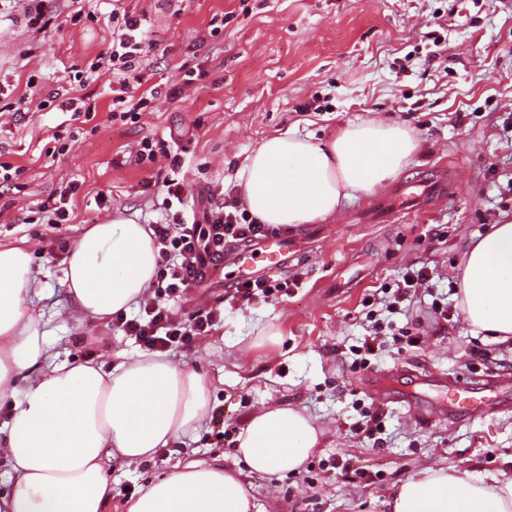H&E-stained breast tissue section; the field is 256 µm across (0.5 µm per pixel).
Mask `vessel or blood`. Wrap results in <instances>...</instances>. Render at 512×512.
Listing matches in <instances>:
<instances>
[{"mask_svg":"<svg viewBox=\"0 0 512 512\" xmlns=\"http://www.w3.org/2000/svg\"><path fill=\"white\" fill-rule=\"evenodd\" d=\"M448 194V178L439 175L427 182L405 184L385 195L382 205L393 214H405L430 208ZM312 236H297L270 231L253 241L226 251L224 262L210 271V278H223L225 283L254 280L287 268L294 259L307 253ZM501 383L486 380L480 388L448 385L432 401L433 412L440 416L475 417L503 407Z\"/></svg>","mask_w":512,"mask_h":512,"instance_id":"b4317fda","label":"vessel or blood"}]
</instances>
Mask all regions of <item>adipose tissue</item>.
<instances>
[{"label":"adipose tissue","mask_w":512,"mask_h":512,"mask_svg":"<svg viewBox=\"0 0 512 512\" xmlns=\"http://www.w3.org/2000/svg\"><path fill=\"white\" fill-rule=\"evenodd\" d=\"M417 141L382 119L348 123L324 142L287 131L265 139L237 180L260 224L297 228L333 218L353 193H370L406 167ZM158 252L130 219L90 225L74 244L63 285L79 322L108 324L143 301L158 270ZM32 255L0 247V512H107V469L136 465L210 416L209 382L158 353L108 366L59 360L41 316L29 308ZM459 305L474 336L512 342V222L491 225L467 242ZM22 401H15L16 393ZM321 432L302 411L266 407L237 436L249 471L299 472ZM389 512H512V477L476 479L461 470L425 468L393 491ZM125 512H252L238 473L205 461L179 463L155 478Z\"/></svg>","instance_id":"1"}]
</instances>
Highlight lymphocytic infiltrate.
<instances>
[{
    "mask_svg": "<svg viewBox=\"0 0 512 512\" xmlns=\"http://www.w3.org/2000/svg\"><path fill=\"white\" fill-rule=\"evenodd\" d=\"M112 43L90 71L101 66L123 73L112 98L109 121L137 123L141 114L155 109L156 91L139 92L141 67L150 52L144 42L140 18L122 15L116 22ZM135 164L153 165L165 160L169 169L156 183L169 207L164 221L152 224L151 238L159 254L158 271L150 283L149 297L137 315L117 314L109 328L135 337L146 351L166 353L191 348L202 336L210 335L216 321L215 309L196 308L185 312L182 304L204 282L207 267L224 255L225 243L249 241L264 235L265 225L257 223L237 201L209 197L198 219L187 220V196L179 174L183 161L176 140L142 138L133 155Z\"/></svg>",
    "mask_w": 512,
    "mask_h": 512,
    "instance_id": "f902f5d3",
    "label": "lymphocytic infiltrate"
}]
</instances>
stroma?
I'll return each mask as SVG.
<instances>
[{
  "label": "stroma",
  "mask_w": 512,
  "mask_h": 512,
  "mask_svg": "<svg viewBox=\"0 0 512 512\" xmlns=\"http://www.w3.org/2000/svg\"><path fill=\"white\" fill-rule=\"evenodd\" d=\"M143 18L153 49L142 87L179 85L182 69L202 77L182 86L179 99H158L136 124L108 122L117 86L99 71L86 92L99 97L101 124L76 136L67 154L50 156L54 132H67L55 108L0 116V159L24 167L19 189L0 195V246L33 254L37 284L30 307L47 321L61 359H84L89 325L66 302L63 270L68 248L87 225L129 218L158 221L163 199L145 196L141 183L163 179L158 167L114 166L116 155L157 138L196 129L182 138L190 196L237 189L245 157L264 139L288 130L319 140L362 119L409 129L419 142L407 166L386 187L353 194L329 235L309 257L281 275L289 286L268 300H225L212 336L168 355L204 374L222 422L207 420L170 448L128 466L112 462V510L138 496L172 465L219 460L235 469L236 438L263 407L306 412L323 432L300 472L281 477L242 472L254 512H388L394 489L425 467L468 470L485 477L512 474V406L483 417H428L431 393L417 377L434 373L467 384L512 375V352L472 335L464 317L445 331L421 334L407 345L406 319L369 304L376 290H395L406 268H435L433 292L457 309L456 273L464 244L493 224L512 221V0H122ZM82 11L41 37L15 14L0 10V101L34 78L40 95L76 86L112 41V0H74L62 15ZM224 28L210 36L213 16ZM452 171L448 197L425 212H371L386 190ZM80 184L72 223H41L36 205L60 179ZM112 195L98 208L97 192ZM278 330L274 344H257L262 329ZM376 335L366 371L351 368L353 348ZM388 375L400 402L383 406L369 424L367 381ZM364 467L355 476L354 467Z\"/></svg>",
  "instance_id": "1"
}]
</instances>
